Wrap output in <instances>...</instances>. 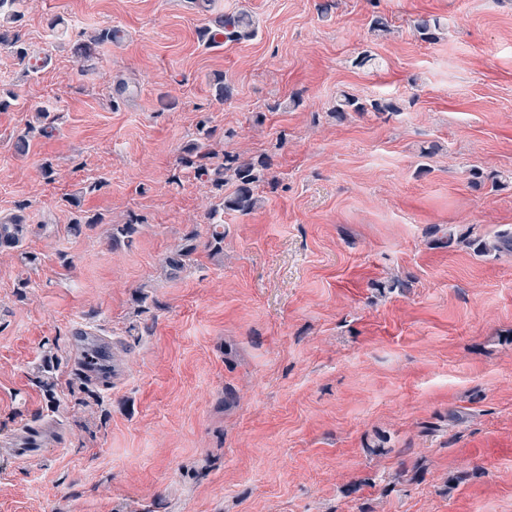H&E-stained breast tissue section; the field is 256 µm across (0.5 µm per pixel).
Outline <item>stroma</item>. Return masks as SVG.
<instances>
[{
	"label": "stroma",
	"instance_id": "stroma-1",
	"mask_svg": "<svg viewBox=\"0 0 512 512\" xmlns=\"http://www.w3.org/2000/svg\"><path fill=\"white\" fill-rule=\"evenodd\" d=\"M215 7L255 36L202 39L191 0H31L18 26L48 65L0 49V219L24 221L0 247V512H512V253L489 248L512 183L470 182L512 173V0ZM103 26L123 38L79 75L68 49ZM344 91L399 109L339 122ZM36 106L53 132L16 155ZM203 117L277 182L225 214L223 255L171 277L208 232L209 189L178 164ZM77 193L104 223L71 231ZM79 324L111 382L75 375Z\"/></svg>",
	"mask_w": 512,
	"mask_h": 512
}]
</instances>
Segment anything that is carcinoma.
I'll return each mask as SVG.
<instances>
[{
	"label": "carcinoma",
	"mask_w": 512,
	"mask_h": 512,
	"mask_svg": "<svg viewBox=\"0 0 512 512\" xmlns=\"http://www.w3.org/2000/svg\"><path fill=\"white\" fill-rule=\"evenodd\" d=\"M25 0H0V46L9 49L20 61L29 60L28 48L24 36L15 23L21 17L20 7ZM215 29H205L206 35H221L229 41H240L253 37L256 33L254 21L245 11H233L220 14L214 18ZM414 27L426 41H435L442 33L444 26L440 19L433 16H422L415 20ZM117 38V30L112 27H101L94 31L87 39L74 47L73 57L81 65V71L88 73L92 70V62L96 56L97 48L103 44L111 43ZM400 107L393 101H376L369 103L343 92L336 99L334 112L336 117L342 119L350 112L364 115L368 112L383 114L385 112H398ZM39 130L47 132V127L40 129L30 126L18 135L14 142V151L18 155H25L30 148V133ZM181 163L196 166L198 174L209 177L211 191L219 198V204L208 214L211 231L205 241H200L198 235L190 232L181 244L169 252L163 259V267L171 275L182 272L191 260V257L203 248L210 255L218 256L224 253V220L222 213L229 211L247 216L259 208L261 196L259 188L266 183H275L271 175L273 166L269 155L245 157L237 152L223 153L221 160L214 163L216 153L205 141H196L186 145ZM233 184V191L224 193L227 183ZM138 220L131 219L124 224H114L111 228L109 240L117 244L128 239L135 232Z\"/></svg>",
	"instance_id": "obj_1"
}]
</instances>
